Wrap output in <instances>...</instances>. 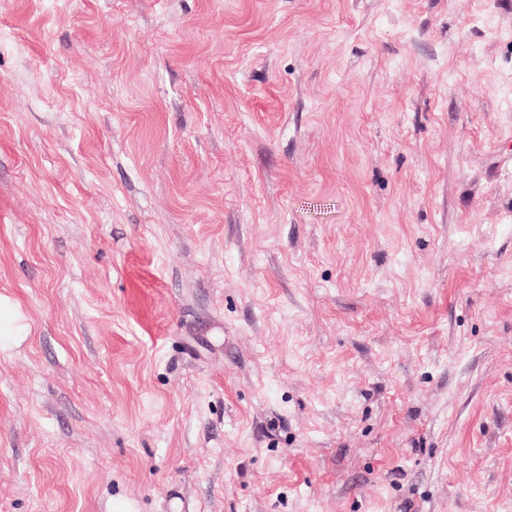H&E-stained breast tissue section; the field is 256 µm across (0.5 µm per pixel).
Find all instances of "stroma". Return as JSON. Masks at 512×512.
I'll return each mask as SVG.
<instances>
[{"instance_id":"stroma-1","label":"stroma","mask_w":512,"mask_h":512,"mask_svg":"<svg viewBox=\"0 0 512 512\" xmlns=\"http://www.w3.org/2000/svg\"><path fill=\"white\" fill-rule=\"evenodd\" d=\"M0 512H512V0H0Z\"/></svg>"}]
</instances>
